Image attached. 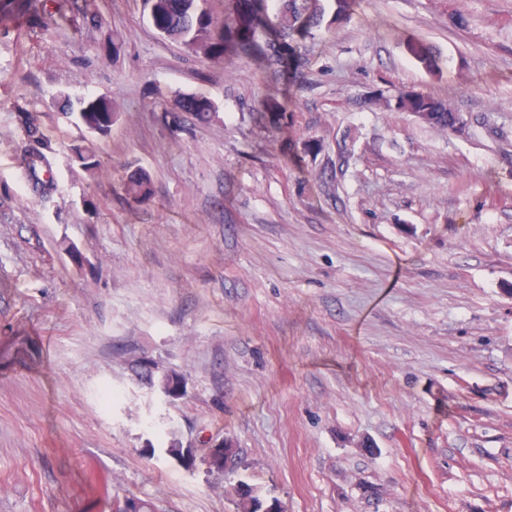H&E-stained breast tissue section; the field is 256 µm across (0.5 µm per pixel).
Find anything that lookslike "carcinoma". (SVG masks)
Returning <instances> with one entry per match:
<instances>
[{
    "label": "carcinoma",
    "instance_id": "carcinoma-1",
    "mask_svg": "<svg viewBox=\"0 0 512 512\" xmlns=\"http://www.w3.org/2000/svg\"><path fill=\"white\" fill-rule=\"evenodd\" d=\"M154 27L163 35L182 42L189 49L208 57L224 55L225 44H233L254 54L268 69L283 67L289 60L292 43L307 39L322 27L327 9H332L330 23L343 15H350L357 0H239V7L224 11L219 18L212 8V0H143ZM224 26V38L213 36V28ZM412 53L426 69L438 68L439 60L430 48L420 45ZM63 99V115H73L96 136L110 135L117 120V108L106 98L90 101ZM399 110L412 114L418 121L441 132L452 134L458 122L457 113L448 109V103L433 96L413 93L397 96ZM180 111L198 121L211 117L210 101L184 94L179 99ZM18 124L24 135L21 147L22 178L34 199H45L57 191L53 175L51 147L45 140L39 116L23 107L17 108ZM71 161L92 172L99 166L95 150L82 143L69 146ZM127 195L137 201L152 194V179L148 171L137 168L124 184ZM248 493L236 498L237 512H284L278 501L264 505L258 489L247 485ZM114 512H154L153 506L140 499L125 498L113 503Z\"/></svg>",
    "mask_w": 512,
    "mask_h": 512
}]
</instances>
